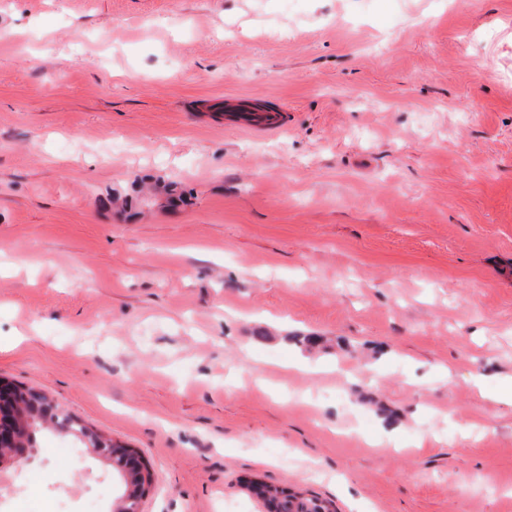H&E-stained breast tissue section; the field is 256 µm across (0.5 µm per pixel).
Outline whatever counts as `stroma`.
<instances>
[{
    "label": "stroma",
    "mask_w": 512,
    "mask_h": 512,
    "mask_svg": "<svg viewBox=\"0 0 512 512\" xmlns=\"http://www.w3.org/2000/svg\"><path fill=\"white\" fill-rule=\"evenodd\" d=\"M510 378L512 0H0V379L135 450L141 512H512ZM5 476L124 489L58 430ZM266 486L278 500L279 512H331L326 502L317 497H308L288 488Z\"/></svg>",
    "instance_id": "obj_1"
}]
</instances>
